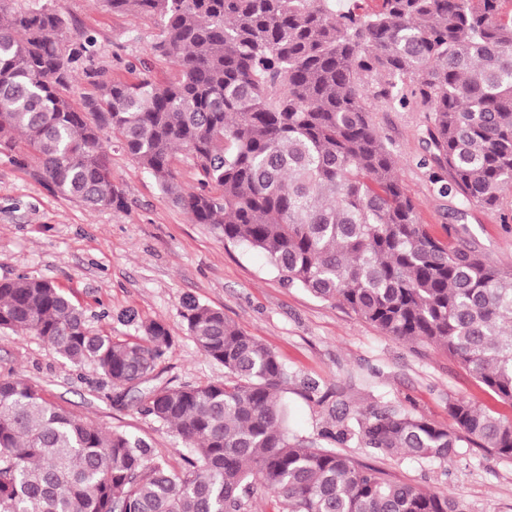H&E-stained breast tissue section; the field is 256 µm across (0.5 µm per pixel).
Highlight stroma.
<instances>
[{
	"label": "stroma",
	"instance_id": "obj_1",
	"mask_svg": "<svg viewBox=\"0 0 512 512\" xmlns=\"http://www.w3.org/2000/svg\"><path fill=\"white\" fill-rule=\"evenodd\" d=\"M47 3L65 16L71 33L95 36L99 63L112 79L177 77V67L151 51L160 33L154 18L113 13L101 0ZM368 106L420 222L441 239L449 226L465 228L492 260L512 270V191L499 209L441 195L426 148V106L381 97L369 98ZM108 158L126 207L90 211L43 180L35 156L21 162L0 152V281L28 275L54 284L85 309L92 330L117 341H142L144 324L159 322L172 346L146 381L120 396L93 365L75 366L37 336L2 329L0 376L24 379L103 431L143 439L152 454L181 468L188 447L141 414L139 404L153 390L223 379V366L202 355L190 335L185 314L194 301L223 311L278 356L288 371L280 389L290 405L288 430L297 437H315L340 394L364 411L382 401L447 427L449 405L460 398L512 416L511 406L445 350L395 339L348 308L285 287L262 254L195 223L125 152L109 148ZM342 450L394 481L453 497L463 512H512V458L480 448L460 449L445 462L372 456L353 441Z\"/></svg>",
	"mask_w": 512,
	"mask_h": 512
}]
</instances>
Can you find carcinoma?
Masks as SVG:
<instances>
[{"mask_svg": "<svg viewBox=\"0 0 512 512\" xmlns=\"http://www.w3.org/2000/svg\"><path fill=\"white\" fill-rule=\"evenodd\" d=\"M157 19L152 46L178 78L114 81L94 38L71 35L46 4L0 0V150L22 143L64 197L124 208L104 133L162 191L224 241L264 254L282 283L336 301L403 341L454 357L512 407V270L463 229L448 240L420 223L396 161L369 119L375 95L417 97L432 113L427 147L443 194L489 208L512 190V15L500 0H382L372 13L336 0H102ZM98 95L75 106L79 73ZM185 150L199 178L176 182ZM188 328L227 378L152 391L139 411L190 447L173 470L140 439L103 432L0 378V512H245L257 489L281 512H462L446 495L391 480L355 457L288 432V378L277 355L193 303ZM0 329L33 333L72 364L95 365L121 389L171 347L159 322L143 343L113 341L48 281L0 282ZM448 429L386 404H343L323 439L377 454L448 460L466 445L512 457V417L466 399Z\"/></svg>", "mask_w": 512, "mask_h": 512, "instance_id": "1", "label": "carcinoma"}]
</instances>
